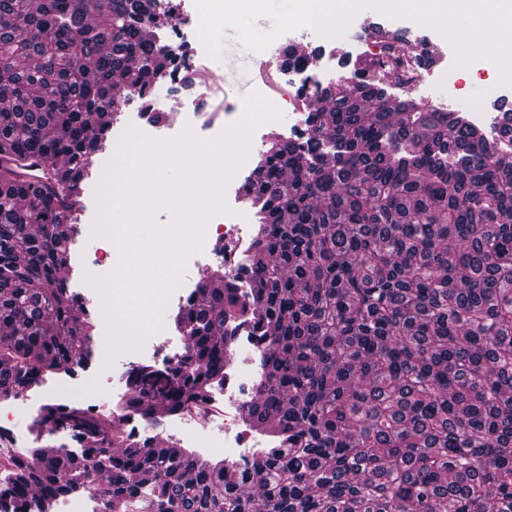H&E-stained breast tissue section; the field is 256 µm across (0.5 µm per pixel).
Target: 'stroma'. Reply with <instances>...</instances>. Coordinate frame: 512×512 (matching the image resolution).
Instances as JSON below:
<instances>
[{
    "instance_id": "stroma-1",
    "label": "stroma",
    "mask_w": 512,
    "mask_h": 512,
    "mask_svg": "<svg viewBox=\"0 0 512 512\" xmlns=\"http://www.w3.org/2000/svg\"><path fill=\"white\" fill-rule=\"evenodd\" d=\"M401 29L413 41H427L435 48L446 52L448 42L435 30L419 25L405 18H389L369 11L360 12L353 20L349 31L350 39L330 40L319 36L311 29L305 28L284 34L271 46L258 55V80L269 83V94L277 100V109L282 114V120L277 124L278 132H287L289 122L293 117L294 103L288 98L289 92L295 91L303 81L302 75L295 72H282L280 69L279 53L282 47L294 44L306 50H321L319 72L337 75L344 69L345 59H353L369 50L370 42L363 34L370 26ZM497 70L480 71L474 68L456 69L451 59L438 61L436 67L422 69L420 82L413 93L414 98L432 101L452 110L463 112H489L496 102H506L512 108V88L501 87L497 84ZM136 126L145 133L155 137H172L182 132L184 126H191L199 138H206L207 130L194 122L192 117H185L183 123L170 124L150 122L141 110L140 99H131L124 105L107 133V146L100 152L95 163L84 180L82 206L77 212V235L69 244L70 266L63 275L66 285L71 292L81 296L88 309H95L99 297L91 289L86 288V276L95 266V249L97 241L91 235V229L97 216L96 191L101 182L106 165L112 160L119 140L129 126ZM185 340L172 324H164L157 333L149 336L143 346L137 350H124L114 356L110 366H100L98 361H91L88 367L77 370L76 381L92 394L104 391L110 392L113 401H121L127 393V371L133 364L151 360L159 353H183ZM229 366L233 371L231 388L240 393L242 400H250L254 395L253 386L259 370V354L248 343L235 342L231 348ZM14 429L22 434V445L26 448H52L79 451V444L72 438L69 431H55L35 428L33 420H18Z\"/></svg>"
}]
</instances>
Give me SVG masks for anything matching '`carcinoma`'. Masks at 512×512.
I'll use <instances>...</instances> for the list:
<instances>
[{"mask_svg":"<svg viewBox=\"0 0 512 512\" xmlns=\"http://www.w3.org/2000/svg\"><path fill=\"white\" fill-rule=\"evenodd\" d=\"M158 0H0V402L90 357L96 322L59 277L82 181L117 106L175 80ZM349 75L304 78L332 102L273 130L240 187L245 266L211 270L173 317L178 366L141 364L128 404L181 410L224 387L229 347L260 348L243 423L257 457L201 456L43 404L82 451L21 448L0 486L53 512L109 487L102 512H512V154L466 112L407 95L422 57L399 30ZM313 73L316 55L283 50Z\"/></svg>","mask_w":512,"mask_h":512,"instance_id":"carcinoma-1","label":"carcinoma"}]
</instances>
